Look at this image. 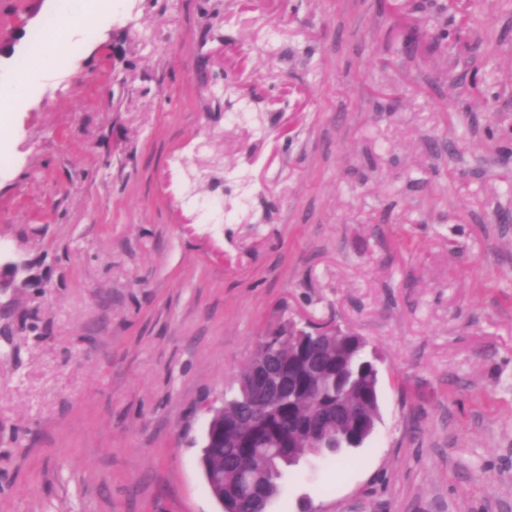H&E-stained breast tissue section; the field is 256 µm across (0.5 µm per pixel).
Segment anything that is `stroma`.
<instances>
[{
	"instance_id": "stroma-1",
	"label": "stroma",
	"mask_w": 512,
	"mask_h": 512,
	"mask_svg": "<svg viewBox=\"0 0 512 512\" xmlns=\"http://www.w3.org/2000/svg\"><path fill=\"white\" fill-rule=\"evenodd\" d=\"M466 2L72 0L0 132V512H220L204 405L296 309L380 416L268 512H512V0ZM56 14L0 0V82Z\"/></svg>"
}]
</instances>
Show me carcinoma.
I'll return each instance as SVG.
<instances>
[{
  "label": "carcinoma",
  "instance_id": "cac0c4a2",
  "mask_svg": "<svg viewBox=\"0 0 512 512\" xmlns=\"http://www.w3.org/2000/svg\"><path fill=\"white\" fill-rule=\"evenodd\" d=\"M288 326L267 333L255 354L267 351L288 364ZM366 342L342 329L316 345L328 361L315 381L300 377L311 398L296 402L236 390L224 396L220 420L200 466L222 512H266L288 470L304 457L331 458L355 449L352 417L379 415V370Z\"/></svg>",
  "mask_w": 512,
  "mask_h": 512
}]
</instances>
